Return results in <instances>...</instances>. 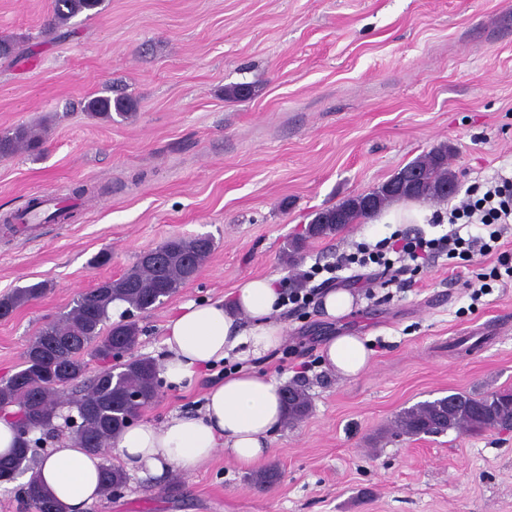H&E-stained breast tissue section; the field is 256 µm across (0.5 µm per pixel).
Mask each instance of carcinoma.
<instances>
[{"label":"carcinoma","mask_w":512,"mask_h":512,"mask_svg":"<svg viewBox=\"0 0 512 512\" xmlns=\"http://www.w3.org/2000/svg\"><path fill=\"white\" fill-rule=\"evenodd\" d=\"M106 0H55L54 13L43 27L51 36L79 15L93 16L105 9ZM23 55L19 42L0 37V59L14 61ZM95 118L110 121L113 116L129 118L133 103L127 97H96L86 105ZM46 126L34 129L19 125L0 132V159L21 150L39 151ZM411 170L418 172V182L402 181ZM393 179L400 182L394 189L382 184L371 192L349 199L316 214L306 229L309 238L333 237L346 226L382 210L388 203L406 199L446 200L448 188L456 185L448 169V147L440 145L417 158ZM216 247L210 234L193 237L174 236L161 245L141 253L121 276L79 294L73 307L57 320L46 322L24 353L23 368L0 380V409L15 406L19 416L30 426L32 435L42 434L54 426L59 409L68 406L76 411L77 441L88 452L102 458L100 484L102 497L108 499L127 483L125 471L107 457L110 443L127 428V419L140 413L158 396L161 380L152 359L133 355L140 329L123 315L112 320V305L121 302L131 309L145 312L163 298L175 294L194 279ZM47 284L37 282L17 287L0 297V318H7L19 307L40 298ZM119 347L127 353L117 364L87 376L89 354L105 359L108 349ZM141 396L133 405L126 400L130 392ZM287 421L303 419L310 410L305 390L288 384L283 388ZM512 425V393L494 392L481 397L465 393L419 403L403 411L396 421L401 432L410 436L444 433L448 430L476 433ZM34 445L18 443L12 453L0 457V486L15 482L36 465ZM281 478L277 465L270 464L249 479L251 487L265 490ZM24 500L32 512H66L44 486L28 478Z\"/></svg>","instance_id":"obj_1"}]
</instances>
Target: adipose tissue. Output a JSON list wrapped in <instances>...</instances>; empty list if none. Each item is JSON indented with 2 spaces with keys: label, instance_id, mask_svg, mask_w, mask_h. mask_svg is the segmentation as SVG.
<instances>
[{
  "label": "adipose tissue",
  "instance_id": "adipose-tissue-1",
  "mask_svg": "<svg viewBox=\"0 0 512 512\" xmlns=\"http://www.w3.org/2000/svg\"><path fill=\"white\" fill-rule=\"evenodd\" d=\"M281 309V286L274 277L246 280L226 301L181 306L165 326L166 379L178 385L229 357L243 362L275 350L284 341ZM321 353L326 368L343 377L359 375L370 362L363 339L351 334L330 337ZM283 419L279 383L242 365L207 391L198 413L127 428L114 452L129 472L161 475L175 469L190 474L220 450L249 469L265 457L267 439ZM100 465V457L68 438L41 460L36 476L67 512H87L99 496Z\"/></svg>",
  "mask_w": 512,
  "mask_h": 512
}]
</instances>
